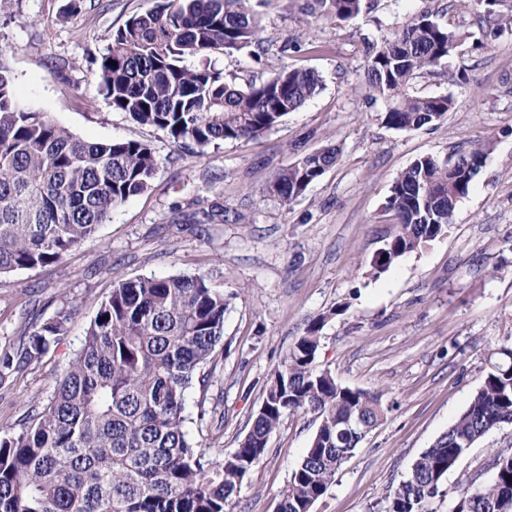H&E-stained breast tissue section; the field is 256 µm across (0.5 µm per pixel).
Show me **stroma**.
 <instances>
[{
  "mask_svg": "<svg viewBox=\"0 0 512 512\" xmlns=\"http://www.w3.org/2000/svg\"><path fill=\"white\" fill-rule=\"evenodd\" d=\"M160 0H11L0 11L4 54L21 108L91 142L138 140L159 160L149 188L61 261L0 277V355L25 332L66 317L42 360L0 381V435L53 397L100 303L118 280L203 275L229 301L224 335L187 395L186 428L209 454L230 453L260 408L265 385L307 325L324 318L316 362L341 385L380 394L385 417L337 472L312 512H384L419 454L467 407L489 349L512 344V33L490 34L481 6L459 0H375L339 22L307 0H263L260 36L273 53L210 57L246 86L282 67L309 68L321 90L270 131L204 149L112 108L98 64L110 34ZM429 8L467 39L418 75V95H452L447 118L411 131L382 122L364 78L366 44ZM302 37L300 51L277 46ZM336 145L334 166L291 204L268 191L301 155ZM487 159L448 231L380 277L371 262L394 233L386 207L397 176L425 155ZM215 208L217 216L203 212ZM318 421L284 416L269 456L242 483L234 512H276L278 494ZM512 453V425L492 430L446 476L429 512H451L462 480L489 482L495 453Z\"/></svg>",
  "mask_w": 512,
  "mask_h": 512,
  "instance_id": "35a3bbf8",
  "label": "stroma"
}]
</instances>
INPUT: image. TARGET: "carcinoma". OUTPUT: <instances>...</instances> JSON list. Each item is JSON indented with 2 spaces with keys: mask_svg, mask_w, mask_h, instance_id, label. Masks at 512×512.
Wrapping results in <instances>:
<instances>
[{
  "mask_svg": "<svg viewBox=\"0 0 512 512\" xmlns=\"http://www.w3.org/2000/svg\"><path fill=\"white\" fill-rule=\"evenodd\" d=\"M314 2L338 21L371 6L369 0ZM485 6L497 30L512 31V0ZM463 41L426 9L369 47L364 74L372 98L384 103L387 127L416 130L447 116L452 97L415 96L409 85ZM245 49L257 57L268 51L251 0H164L109 36L100 84L113 109L180 145L255 138L301 108L321 78L284 67L242 89L207 64L182 65L188 56ZM338 154L325 147L275 173L271 185L281 202L301 196ZM486 157L484 147L453 162L427 155L398 175L387 204L397 230L385 243L387 263L373 262L375 276L453 223ZM158 164L144 142L85 141L22 109L0 66V275L58 262L91 241L112 211L148 189ZM227 310L224 294L202 276L113 284L53 398L0 437V512H233L241 484L267 458L282 417L300 412L315 414L319 425L279 492L277 512H312L364 440L363 425L384 417L381 398L344 387L317 366L322 316L278 363L238 448L221 457L197 449L186 430V392L221 341ZM65 321L43 324L16 353L4 354L0 378L39 361ZM487 359L469 404L414 461L385 512H428L448 472L489 432L512 424V347H496ZM346 419L355 422L351 432ZM494 469L487 484L475 476L461 484L453 512H512V454L497 455Z\"/></svg>",
  "mask_w": 512,
  "mask_h": 512,
  "instance_id": "1",
  "label": "carcinoma"
}]
</instances>
